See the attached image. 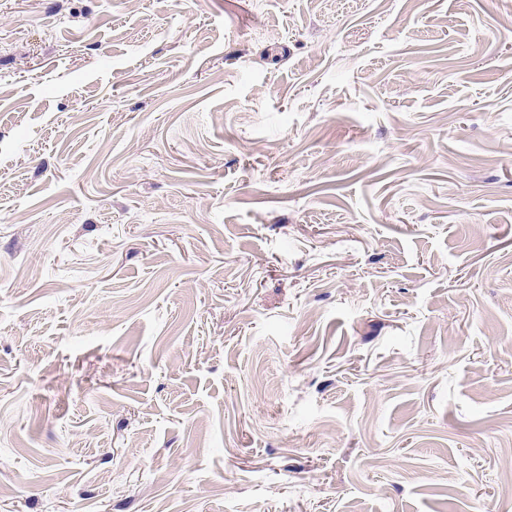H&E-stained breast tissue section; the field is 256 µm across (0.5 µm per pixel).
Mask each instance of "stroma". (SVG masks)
I'll list each match as a JSON object with an SVG mask.
<instances>
[{
    "instance_id": "stroma-1",
    "label": "stroma",
    "mask_w": 512,
    "mask_h": 512,
    "mask_svg": "<svg viewBox=\"0 0 512 512\" xmlns=\"http://www.w3.org/2000/svg\"><path fill=\"white\" fill-rule=\"evenodd\" d=\"M489 507L495 0H0V512Z\"/></svg>"
}]
</instances>
